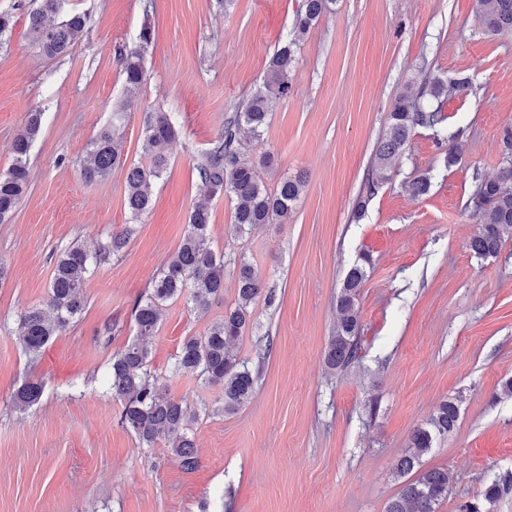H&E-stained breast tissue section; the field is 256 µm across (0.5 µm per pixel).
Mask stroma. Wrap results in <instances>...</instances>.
I'll use <instances>...</instances> for the list:
<instances>
[{"label": "stroma", "instance_id": "obj_1", "mask_svg": "<svg viewBox=\"0 0 512 512\" xmlns=\"http://www.w3.org/2000/svg\"><path fill=\"white\" fill-rule=\"evenodd\" d=\"M300 2L65 0L64 11L89 14V29L69 54L48 58L28 38L39 0H0L16 17L0 40V173L28 114L42 115L29 191L0 224V512H386L412 431L449 398L458 401L457 430L421 460L452 476L438 512H459L512 474V398L501 393L512 378V240L492 257L469 249L475 179L512 166L502 144L512 126V35L488 31L476 0H336L297 48L288 97L263 136L245 143L269 189L299 176L304 190L287 223L239 235L230 199L205 200L197 165L291 38ZM146 23L155 34L146 82L130 99L118 56ZM434 75L469 85L449 96L440 125L415 129L391 180L354 218L396 95ZM120 105L127 164L144 159L149 113H174L179 128L152 207L137 218L122 170L101 182L81 176ZM454 143L463 151L449 167ZM267 153L273 163L260 165ZM420 175L429 189L414 198L405 186ZM203 200L225 264L252 263L278 301L255 304L235 345L257 381L231 415L219 410L218 388L173 364L185 337L232 307L234 274L225 271L224 297L207 312L181 300L165 306L148 345L168 394L201 412L199 464L187 470L168 448L139 447L121 425L107 372L134 337L135 302ZM132 222L137 232L122 253L89 274L82 315L28 359L19 316L46 302L57 254L74 243L95 250ZM365 253L359 357L332 374L325 354L336 296ZM28 379L42 381L44 394L22 414L13 396Z\"/></svg>", "mask_w": 512, "mask_h": 512}]
</instances>
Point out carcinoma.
I'll return each instance as SVG.
<instances>
[{
  "label": "carcinoma",
  "mask_w": 512,
  "mask_h": 512,
  "mask_svg": "<svg viewBox=\"0 0 512 512\" xmlns=\"http://www.w3.org/2000/svg\"><path fill=\"white\" fill-rule=\"evenodd\" d=\"M61 0H42V9L29 14V36L39 52L55 58L67 54L86 31L90 17L81 12L70 14L62 21L49 24L48 13H57ZM335 0H302L295 14L293 37L274 52L263 81L246 103L224 118V128L197 167L208 197L228 196L234 203L233 220L236 232L242 234L260 224H283L299 200L305 182L302 178H286L273 192L263 184L254 162L243 157L241 125H246L257 139L268 124L273 103L288 96L290 72L295 48L310 27L331 11ZM481 23L492 32L512 34V0H477ZM154 42L153 30L143 26L138 45L122 54V75L126 93L134 95L145 82L144 57ZM466 89V79L447 83L439 78L429 81L428 95L432 105L420 104V96L406 89L392 103L386 118V132L368 171L363 192L358 194L353 217L359 218L367 202L389 180L395 158L405 149L417 126H432L441 121L443 105L453 91ZM42 113L29 114L27 124L12 142L13 161L5 173H0V224L7 223L29 187L28 157L32 143L41 129ZM123 112L112 113V124L102 129L91 143L81 175L87 182L107 179L122 162L124 135L121 131ZM147 162L131 165L125 171V203L132 214L139 216L152 206L151 185L161 178L169 165L168 145L177 137L178 127L171 112H154L144 128ZM471 202L477 218V228L469 242L478 257L499 252L512 239V166L494 179H479L475 183ZM210 211L198 204L189 215L188 227L178 249L168 258L146 298L136 302L132 315L137 339L112 354L108 365L112 398L120 405V423L131 429L139 446L152 448L160 439L177 456L181 465L193 470L198 465L193 425L198 412L182 400L167 395L159 377L151 368V351L144 339L156 334L161 311L170 301L185 299L192 309L207 311L212 303L224 296V253L215 251L209 236ZM135 227L127 224L112 233L109 240L90 254L73 244L56 258L46 304L26 309L20 317V344L24 355L38 357L52 337L64 331L85 308L83 288L91 266L108 263L120 252L134 234ZM369 255L347 271L337 295L339 320L329 341L325 357L332 372L347 369L358 356L360 333V296L367 279ZM237 296L234 308L213 322L200 336H188L180 346L176 369L197 374L202 383L218 387L224 395V412L230 414L247 404L255 391L256 378L243 361L232 352V345L250 326L252 306L259 299L271 306L277 299L273 288L264 282L246 261L234 264ZM43 394V384L28 380L14 395L15 406L26 411L37 405ZM459 406L456 400L443 401L422 426L414 429L409 450L397 465L403 478L417 475L401 486L386 512H437L446 498L450 473L443 468L419 471L423 456L438 439H446L457 429ZM512 480L496 478L485 488L484 501L494 504L501 487Z\"/></svg>",
  "instance_id": "cac0c4a2"
}]
</instances>
